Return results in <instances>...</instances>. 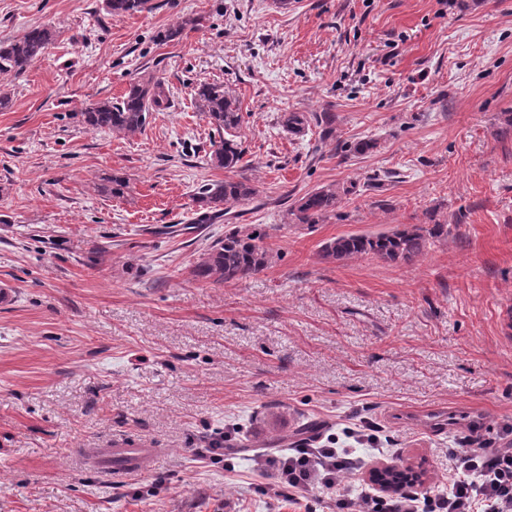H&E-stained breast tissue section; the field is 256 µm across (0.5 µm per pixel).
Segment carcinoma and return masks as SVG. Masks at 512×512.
<instances>
[{"label":"carcinoma","mask_w":512,"mask_h":512,"mask_svg":"<svg viewBox=\"0 0 512 512\" xmlns=\"http://www.w3.org/2000/svg\"><path fill=\"white\" fill-rule=\"evenodd\" d=\"M105 8L114 17L141 13L150 9V0H105ZM54 40L47 27H34L20 37L0 44V73L24 72L41 57ZM197 109L219 135L212 141L211 162L226 170L238 168L243 160L241 143L234 139L232 131L242 123L239 99L226 90L220 82H200L191 91ZM168 97L165 83L148 72L129 84L124 95L117 101L99 100L87 104L80 112L81 121L92 129H108L124 134L142 131L147 117L167 108ZM315 120L321 127L322 137L332 135L335 116L330 112L311 117L302 112H283L280 125L289 133L301 135ZM352 189L331 183L323 185L296 200L288 209L292 224H320L336 208ZM258 189L248 180L226 179L222 182L200 186L192 197L196 208L195 223L207 224L235 206L252 203ZM445 225L436 223L430 229L412 225L403 229L377 234H347L339 236L323 247V256L342 261L359 255L372 254L386 262H410L427 250L429 239L444 233ZM269 253L263 236L257 233L242 235L231 232L215 242L193 268L196 280L223 284L242 279L263 270Z\"/></svg>","instance_id":"1"}]
</instances>
